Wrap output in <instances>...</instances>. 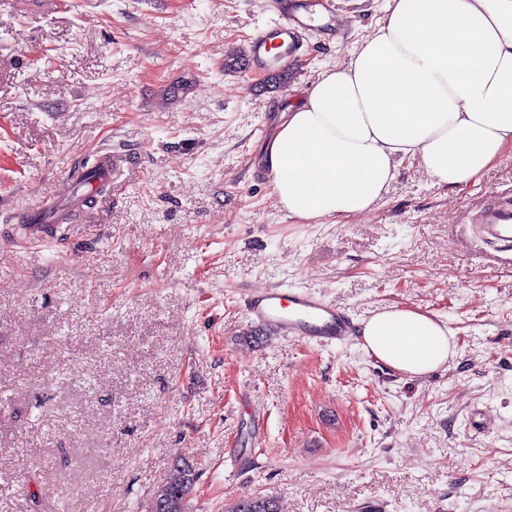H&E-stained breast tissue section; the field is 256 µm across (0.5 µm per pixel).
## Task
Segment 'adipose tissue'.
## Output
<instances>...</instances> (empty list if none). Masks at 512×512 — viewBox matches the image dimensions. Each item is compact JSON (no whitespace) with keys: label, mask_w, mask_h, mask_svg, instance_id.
<instances>
[{"label":"adipose tissue","mask_w":512,"mask_h":512,"mask_svg":"<svg viewBox=\"0 0 512 512\" xmlns=\"http://www.w3.org/2000/svg\"><path fill=\"white\" fill-rule=\"evenodd\" d=\"M509 152L512 0H387L374 35L282 112L263 163L280 209L317 224L370 211L404 161L455 187ZM361 335L409 376L453 356L447 324L410 308L375 312Z\"/></svg>","instance_id":"ef3b65f1"}]
</instances>
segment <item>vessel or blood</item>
I'll return each mask as SVG.
<instances>
[{
	"mask_svg": "<svg viewBox=\"0 0 512 512\" xmlns=\"http://www.w3.org/2000/svg\"><path fill=\"white\" fill-rule=\"evenodd\" d=\"M276 21L260 27L244 50L248 66L277 70L296 56L306 31L331 28L314 0H274ZM49 204L15 213L17 223L27 225L34 239H42L52 227L46 219ZM486 236L502 247L512 246V204H490L477 218ZM249 322L272 336L296 337L332 346L355 341L352 318L335 304L314 293L294 289H260L245 298Z\"/></svg>",
	"mask_w": 512,
	"mask_h": 512,
	"instance_id": "b4317fda",
	"label": "vessel or blood"
}]
</instances>
